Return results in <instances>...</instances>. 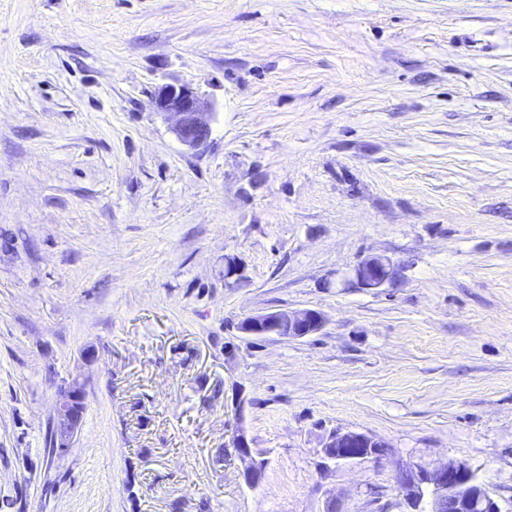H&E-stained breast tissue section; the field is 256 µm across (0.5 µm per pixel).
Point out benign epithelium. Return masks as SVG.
<instances>
[{
	"label": "benign epithelium",
	"instance_id": "benign-epithelium-1",
	"mask_svg": "<svg viewBox=\"0 0 512 512\" xmlns=\"http://www.w3.org/2000/svg\"><path fill=\"white\" fill-rule=\"evenodd\" d=\"M153 103L157 113L175 118L174 131L183 145L196 149L207 141L214 106L197 89L166 83L157 88ZM402 272L401 262L385 255H372L338 276L336 286L380 291L397 285ZM324 324L325 318L319 311L280 309L244 319L240 330L251 336L300 338L318 333ZM85 408L83 384L73 381L60 387L53 421L58 454L72 447L81 430ZM231 447L244 464L245 483L258 486L264 478V464L254 458L244 431L233 433ZM388 454L385 442L354 430L334 432L323 448L324 459L334 464L381 460ZM396 483L403 492L406 512H471L476 507L481 512H500L486 485L463 462L452 461L432 470L408 466L396 473Z\"/></svg>",
	"mask_w": 512,
	"mask_h": 512
}]
</instances>
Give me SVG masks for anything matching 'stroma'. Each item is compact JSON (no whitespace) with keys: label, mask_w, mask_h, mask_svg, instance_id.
<instances>
[{"label":"stroma","mask_w":512,"mask_h":512,"mask_svg":"<svg viewBox=\"0 0 512 512\" xmlns=\"http://www.w3.org/2000/svg\"><path fill=\"white\" fill-rule=\"evenodd\" d=\"M372 254L398 287L337 288ZM287 308L326 323L237 328ZM451 461L512 512V0H0V512H404ZM153 103L157 113L175 118L174 131L183 145L196 149L207 141L214 106L197 89L166 83L157 88ZM325 318L313 309H280L251 316L240 323V330L248 335L300 338L318 333ZM85 408L86 390L83 384L73 381L60 387L53 421L58 455L72 447L81 430ZM55 438L52 430L47 438L52 454H56ZM231 447L235 448L239 459L244 464L243 478L250 487L258 486L264 478V464L253 456L250 441L244 430H236L231 437ZM336 448H361L355 453L337 452ZM388 445L372 436L354 430H338L330 435L323 448L327 463L361 462L367 459L381 460L389 454Z\"/></svg>","instance_id":"35a3bbf8"}]
</instances>
